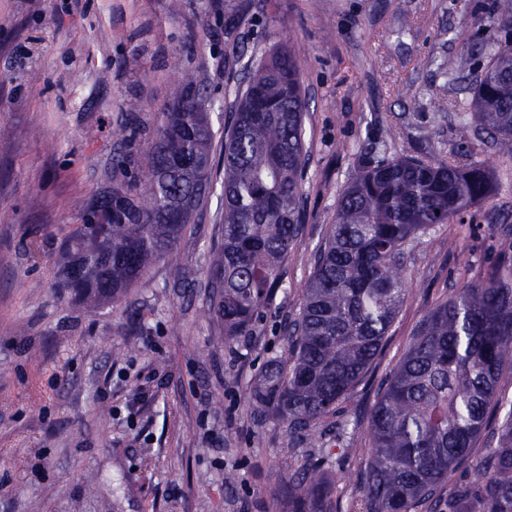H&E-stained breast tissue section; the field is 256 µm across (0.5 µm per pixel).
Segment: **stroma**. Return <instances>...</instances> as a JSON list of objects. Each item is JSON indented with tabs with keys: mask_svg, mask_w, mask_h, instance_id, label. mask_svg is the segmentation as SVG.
Listing matches in <instances>:
<instances>
[{
	"mask_svg": "<svg viewBox=\"0 0 512 512\" xmlns=\"http://www.w3.org/2000/svg\"><path fill=\"white\" fill-rule=\"evenodd\" d=\"M494 19L495 0H0V512H280L290 469L316 461L334 512H363L380 385L429 311L512 255V138L473 136L493 195L406 243L410 296L337 419L293 434L247 395L288 355L280 327L360 160L383 147L459 159L457 104ZM286 43L308 103L303 230L253 335L228 343L208 311L223 132L250 72ZM176 61L213 103L210 193L175 258L86 308L57 286L63 236L130 190ZM327 442L345 456L322 457Z\"/></svg>",
	"mask_w": 512,
	"mask_h": 512,
	"instance_id": "1",
	"label": "stroma"
}]
</instances>
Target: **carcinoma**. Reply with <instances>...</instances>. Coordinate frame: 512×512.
Returning <instances> with one entry per match:
<instances>
[{
	"mask_svg": "<svg viewBox=\"0 0 512 512\" xmlns=\"http://www.w3.org/2000/svg\"><path fill=\"white\" fill-rule=\"evenodd\" d=\"M503 33L473 79L460 140L482 130L512 138V0H498ZM211 102L181 75L160 113L150 160L135 181L137 206L112 200L104 224H74L66 264L80 276L61 287L89 307L119 301L157 259L172 253L209 182ZM302 91L295 51L277 49L237 95L224 130V240L210 262L209 311L224 340L249 336L282 279L302 231L306 163ZM492 191L477 162L368 156L344 187L297 316L282 325L289 356L269 360L248 401L290 432L336 412L368 373L410 295L405 242L449 224ZM512 367V258L431 310L377 393L368 419L372 459L364 512H512V407L467 486L449 484L491 416ZM332 487L318 466L294 471L288 512H332Z\"/></svg>",
	"mask_w": 512,
	"mask_h": 512,
	"instance_id": "carcinoma-1",
	"label": "carcinoma"
}]
</instances>
